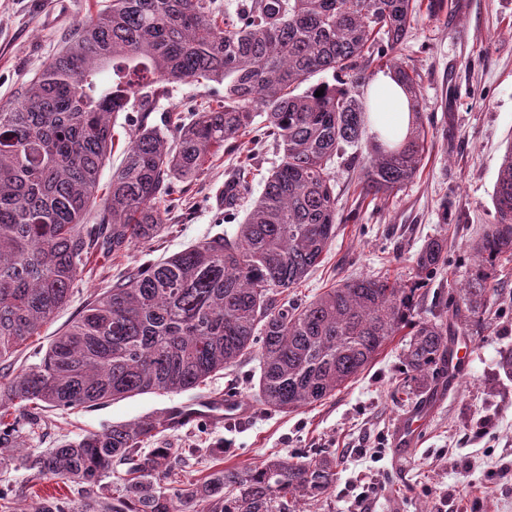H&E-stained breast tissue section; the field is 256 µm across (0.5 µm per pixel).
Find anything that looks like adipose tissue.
<instances>
[{
	"label": "adipose tissue",
	"instance_id": "adipose-tissue-1",
	"mask_svg": "<svg viewBox=\"0 0 512 512\" xmlns=\"http://www.w3.org/2000/svg\"><path fill=\"white\" fill-rule=\"evenodd\" d=\"M367 128L373 140L391 149L403 143L411 114L407 98L391 74H378L368 90Z\"/></svg>",
	"mask_w": 512,
	"mask_h": 512
}]
</instances>
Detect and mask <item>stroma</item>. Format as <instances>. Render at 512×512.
Wrapping results in <instances>:
<instances>
[{
  "label": "stroma",
  "instance_id": "35a3bbf8",
  "mask_svg": "<svg viewBox=\"0 0 512 512\" xmlns=\"http://www.w3.org/2000/svg\"><path fill=\"white\" fill-rule=\"evenodd\" d=\"M109 0H0V109L18 104L29 79L55 56L90 13ZM417 75L429 150L416 178L396 195L361 194L359 167L348 158L331 169L341 224L320 264L289 296L305 302L343 280L385 275L406 282L428 238L448 240L447 259L417 292L424 318L451 319L450 303L478 259L475 243L494 222L492 196L499 166L512 144V0H445L436 14L420 13L397 52ZM224 99L223 85L187 79L164 85L150 115L190 120L196 109ZM249 151L213 158L188 189L168 197V229L120 253L93 256L67 305L15 356V366L39 363L51 339L101 289L145 265L208 237L233 232L279 154L254 130ZM245 172L250 192L236 208L221 205L226 180ZM495 294L480 323L465 328L469 360L453 381L422 395L402 388L403 336H396L359 378L321 403L289 414L267 411L252 389L256 358H243L206 385L182 393H145L104 405L46 410L28 453L54 448L112 424L134 421L193 399L233 392L248 411L234 423L198 421L165 432L152 447L192 448L189 476L203 479L226 467H254L273 454L335 457L336 484L315 512H354L363 483L376 481L366 512H512V381L498 372L512 348V254L496 263ZM426 407L429 418L414 457H400L393 433L406 414ZM0 490L15 505L36 507L53 495L80 507L75 484L38 478L19 463L0 466Z\"/></svg>",
  "mask_w": 512,
  "mask_h": 512
}]
</instances>
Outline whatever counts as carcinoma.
<instances>
[{
	"label": "carcinoma",
	"mask_w": 512,
	"mask_h": 512,
	"mask_svg": "<svg viewBox=\"0 0 512 512\" xmlns=\"http://www.w3.org/2000/svg\"><path fill=\"white\" fill-rule=\"evenodd\" d=\"M418 0H110L75 29L0 110V363L69 299L97 252L121 251L166 229V197L224 145L239 146L264 117L280 162L232 233L195 243L98 293L51 340L37 364L0 375V465L41 429V410L92 406L135 394L181 393L241 359L259 361L253 389L266 409L291 413L336 394L407 330L405 384L426 392L451 367L453 325L415 312V288L358 277L304 304L288 290L307 278L336 236L334 159L354 147L361 194L390 196L413 181L427 151L416 77L396 62ZM403 87L413 121L384 149L364 139L358 88L373 55ZM332 72L337 85L301 86ZM189 78L224 85V103L189 123H149L157 85ZM324 89L323 95L315 93ZM140 113L103 197L99 176L113 146L110 118ZM491 224L453 317L478 322L495 288L485 265L512 252V145L498 170ZM447 242L429 239L414 284L443 265ZM178 427L169 411L114 424L24 465L89 491L82 508L49 498L33 512H304L336 483L330 455L266 458L201 481L179 475L184 448L143 444ZM126 466L117 494L102 478Z\"/></svg>",
	"instance_id": "carcinoma-1"
}]
</instances>
